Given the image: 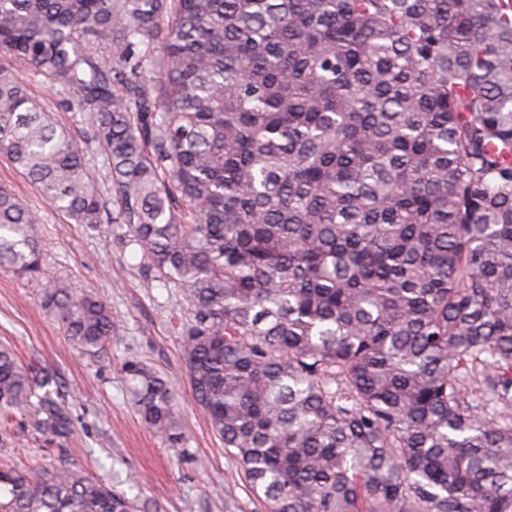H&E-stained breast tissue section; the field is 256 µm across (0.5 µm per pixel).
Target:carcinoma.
<instances>
[{
  "instance_id": "1",
  "label": "carcinoma",
  "mask_w": 512,
  "mask_h": 512,
  "mask_svg": "<svg viewBox=\"0 0 512 512\" xmlns=\"http://www.w3.org/2000/svg\"><path fill=\"white\" fill-rule=\"evenodd\" d=\"M0 53V152L184 290L196 401L268 512H512V0H0ZM38 223L0 189V269L97 357L112 311ZM123 371L179 443L172 383ZM54 383L0 345L1 448L75 439ZM0 512L149 509L62 461L0 465ZM31 89L35 96L41 101L44 108L48 112H53L55 118L66 127L70 128L72 135L87 150V158L89 159V172L91 176L98 182L103 190H107L109 181V171L103 164V154L99 145L91 139L92 132L90 127L72 123L71 113L64 112L59 106L60 95L52 89L48 84L37 82L31 84Z\"/></svg>"
}]
</instances>
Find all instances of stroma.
I'll return each mask as SVG.
<instances>
[{
    "mask_svg": "<svg viewBox=\"0 0 512 512\" xmlns=\"http://www.w3.org/2000/svg\"><path fill=\"white\" fill-rule=\"evenodd\" d=\"M31 89L47 111L69 126L87 150L91 176L108 188L109 171L90 128L72 124L59 106V93L49 85L37 82ZM0 187L39 210L37 234L46 271L95 293L111 308L113 318L107 350L97 358L81 355L37 292L0 269V343L11 347L23 364L62 384L78 432L63 448L30 431L18 432L14 447L0 448V463L49 468L64 459L89 477L146 502L153 512H266L195 400L181 334L191 311L182 289L146 277L140 254L119 242L125 226L105 223L91 231L75 223L46 203L2 154ZM132 359L173 383L186 454L164 443L136 414L122 371Z\"/></svg>",
    "mask_w": 512,
    "mask_h": 512,
    "instance_id": "obj_1",
    "label": "stroma"
}]
</instances>
